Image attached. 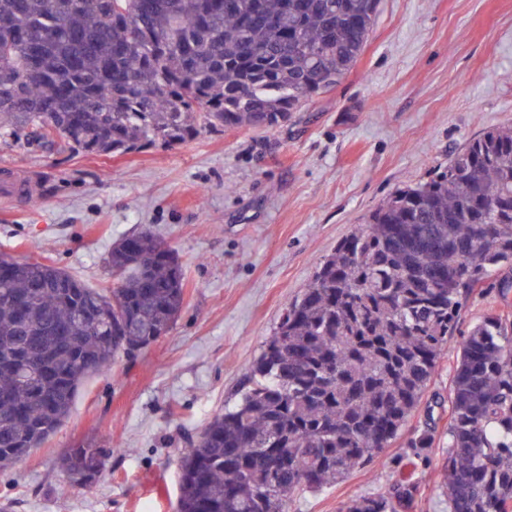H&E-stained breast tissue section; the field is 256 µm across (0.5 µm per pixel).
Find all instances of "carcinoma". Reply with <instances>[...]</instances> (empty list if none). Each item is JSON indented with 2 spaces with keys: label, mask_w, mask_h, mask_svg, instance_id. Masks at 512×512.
Listing matches in <instances>:
<instances>
[{
  "label": "carcinoma",
  "mask_w": 512,
  "mask_h": 512,
  "mask_svg": "<svg viewBox=\"0 0 512 512\" xmlns=\"http://www.w3.org/2000/svg\"><path fill=\"white\" fill-rule=\"evenodd\" d=\"M378 0H0V137L121 155L203 130L272 128L355 67ZM112 287L0 253V470L42 444L92 376L165 336L182 263L148 232L112 245ZM512 130L488 129L425 181L388 194L292 300L237 392L180 460L176 512H288L376 460L456 336L449 512H512ZM501 306L466 331L474 288ZM106 449H68L69 484ZM397 487L341 512H397Z\"/></svg>",
  "instance_id": "1"
}]
</instances>
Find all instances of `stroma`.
<instances>
[{"instance_id":"stroma-1","label":"stroma","mask_w":512,"mask_h":512,"mask_svg":"<svg viewBox=\"0 0 512 512\" xmlns=\"http://www.w3.org/2000/svg\"><path fill=\"white\" fill-rule=\"evenodd\" d=\"M512 127V0H380L356 67L269 130L205 131L141 153L89 156L0 141V168L38 202L0 197V252L50 260L108 288L111 246L148 229L186 269L169 333L80 388L64 424L0 471L12 512H174L180 456L225 405L319 263L392 191L426 180L470 139ZM448 349L405 431L290 512L415 484L398 512H448L436 486L448 446ZM431 448L408 442L425 423ZM111 448L99 481L71 486L60 456Z\"/></svg>"}]
</instances>
